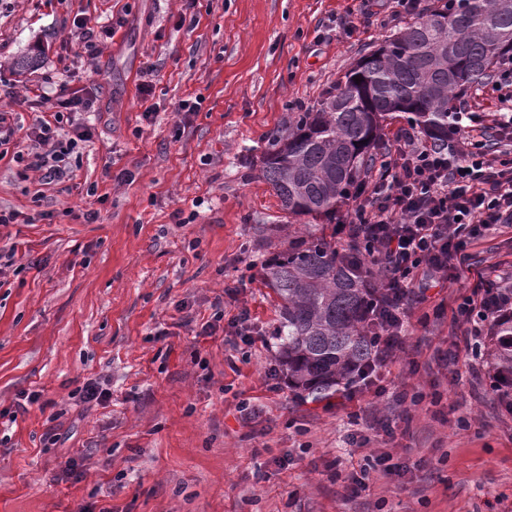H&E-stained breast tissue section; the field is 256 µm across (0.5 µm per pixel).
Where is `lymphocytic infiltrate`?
Listing matches in <instances>:
<instances>
[{
    "label": "lymphocytic infiltrate",
    "instance_id": "lymphocytic-infiltrate-1",
    "mask_svg": "<svg viewBox=\"0 0 512 512\" xmlns=\"http://www.w3.org/2000/svg\"><path fill=\"white\" fill-rule=\"evenodd\" d=\"M86 108L83 100L69 97L28 127L25 167L43 183L61 182L71 162L79 160L81 144L92 139ZM481 121L480 113L466 112L440 148L414 128H400L379 167L349 196L353 206L336 227V243L358 249L377 268L384 296L383 305L370 311L373 358L362 378L404 352V329L416 306L428 303V288L461 280L470 271L469 244L490 227L512 225V163L488 156L464 128ZM501 309L494 288L466 298L458 308L466 326L465 350L478 351L484 322Z\"/></svg>",
    "mask_w": 512,
    "mask_h": 512
}]
</instances>
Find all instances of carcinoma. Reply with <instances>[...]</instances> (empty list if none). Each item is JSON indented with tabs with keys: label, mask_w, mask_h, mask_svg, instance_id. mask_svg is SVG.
Returning a JSON list of instances; mask_svg holds the SVG:
<instances>
[{
	"label": "carcinoma",
	"mask_w": 512,
	"mask_h": 512,
	"mask_svg": "<svg viewBox=\"0 0 512 512\" xmlns=\"http://www.w3.org/2000/svg\"><path fill=\"white\" fill-rule=\"evenodd\" d=\"M512 52V0H446L363 55L312 112L288 113V131L266 137L260 175L290 218H336V204L364 171L393 103L434 143L448 142L457 90L479 84ZM32 51L16 58L34 70ZM361 78V82L354 78ZM263 281L279 304L276 336L295 386L314 401L355 379L372 352L366 314L382 300L367 265L336 253L333 239L288 232V247L265 261ZM496 387L512 401V310L493 319L488 344Z\"/></svg>",
	"instance_id": "carcinoma-1"
}]
</instances>
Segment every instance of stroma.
<instances>
[{"label": "stroma", "instance_id": "obj_1", "mask_svg": "<svg viewBox=\"0 0 512 512\" xmlns=\"http://www.w3.org/2000/svg\"><path fill=\"white\" fill-rule=\"evenodd\" d=\"M359 8L352 36L333 20ZM387 0H0V111L31 123L57 99L89 100L95 133L71 191L18 176L0 158V226L17 268L0 276V512H503L512 510V410L491 399L492 372L438 370L457 307L483 281L512 277V231L477 241L474 274L438 289L406 352L381 372L392 434L373 448L421 461L406 490L375 474L352 494L336 479L364 465L355 418L302 400L279 358V300L261 280L288 216L260 176L263 137L289 112L316 110L358 59L405 27ZM94 28V68L76 64L79 24ZM44 54L25 76L15 58ZM157 111L141 117L138 87ZM199 102L180 116V101ZM458 102L485 113L472 139L493 144L499 104L483 85ZM133 182L118 181L122 170ZM97 210L96 223L82 211ZM46 217L33 221L36 212ZM238 290L249 352L228 324L201 335L214 297ZM191 323H184V315ZM282 384L269 391L268 375ZM110 399L81 402L86 383ZM40 399L16 414L21 394ZM420 395L393 407L395 394ZM256 400L243 423L237 404ZM75 458L79 480L55 482Z\"/></svg>", "mask_w": 512, "mask_h": 512}]
</instances>
